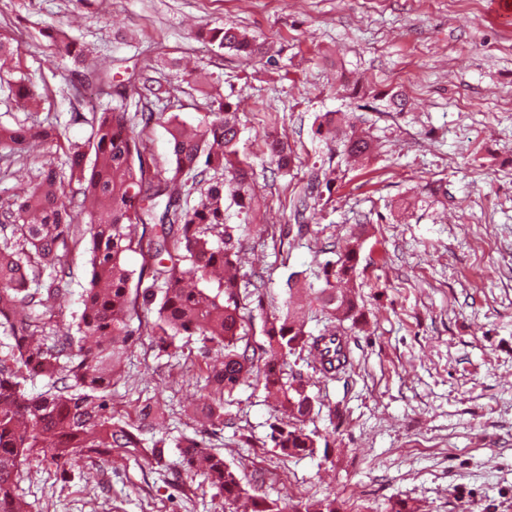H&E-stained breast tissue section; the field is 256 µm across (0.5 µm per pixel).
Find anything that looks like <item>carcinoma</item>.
<instances>
[{"label":"carcinoma","instance_id":"cac0c4a2","mask_svg":"<svg viewBox=\"0 0 512 512\" xmlns=\"http://www.w3.org/2000/svg\"><path fill=\"white\" fill-rule=\"evenodd\" d=\"M204 39L251 59L261 46L235 26L207 30ZM54 54L85 61L66 33L50 35ZM15 101L27 110L35 102L31 88L16 84ZM167 126L172 144L168 165L150 170L144 165L145 132L151 121ZM92 128L84 143L64 137L54 125L9 128L0 126V150L25 154L32 144L48 143L67 157L68 174L51 163L42 164L35 178L13 198L0 202V328L11 340L7 358L0 360V512H30L19 494L22 464L75 465L83 457H101L114 448L136 451L140 434L132 425L112 421L106 391L121 366L129 340L142 319L154 336L158 354L169 352L179 336H200L224 346L222 366L209 373L211 389L207 417H224V394L231 393L255 366L263 362L268 396L287 419L272 429L274 447L287 456L315 452V435L304 429L315 400L306 385L286 381L284 357L300 348L308 352L325 378L337 377L351 364L341 323L356 317L353 296L336 288L358 265V240L347 243L338 259L322 267L324 287L315 300L338 326L312 336L287 311L265 324L267 346L238 350L244 316L238 304V251L224 217V197L249 214L255 184L241 157L239 120L228 103L220 102L201 126L188 131L178 117L152 111L131 113L123 102L91 113ZM336 113L319 117L314 135L336 137ZM372 144L365 133L346 139L350 157L367 156ZM270 163L290 168L293 155L278 136L265 141ZM322 185L311 180L295 206L306 220L308 199L322 197ZM198 203H190L195 192ZM88 255V286L81 311L61 330L64 313L52 300L71 292L72 266L64 261L73 250ZM132 254L140 268L130 267ZM28 314L19 315V309ZM33 377L45 380V390L29 392ZM181 464L204 467L209 485L236 505L246 499L244 512H339L336 500L290 503L284 507L248 494L238 471L224 458L206 451L203 441L186 438Z\"/></svg>","mask_w":512,"mask_h":512}]
</instances>
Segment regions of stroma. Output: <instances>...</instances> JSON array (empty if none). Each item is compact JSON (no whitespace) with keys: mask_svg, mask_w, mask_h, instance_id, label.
<instances>
[{"mask_svg":"<svg viewBox=\"0 0 512 512\" xmlns=\"http://www.w3.org/2000/svg\"><path fill=\"white\" fill-rule=\"evenodd\" d=\"M489 0H0V36L14 55L0 71V125L52 123L74 141L82 116L152 79L170 91L164 112L202 122L214 100L231 104L240 149L253 169L250 215L228 205L239 235L240 303L246 342H266L264 323L287 298L306 332L327 320L313 299L328 246L360 239L352 287L362 317L345 325L352 364L328 380L307 352L285 370L316 400L306 428L313 455L289 457L269 435L280 413L251 372L224 400V419L205 418L208 374L224 352L181 337L157 355L133 336L112 380L113 420L142 429L144 448H116L58 473L28 462L33 512H224L201 468L184 471L175 446L200 435L244 477L249 493L288 502L334 499L340 512H386L402 500L422 512H512V22L491 20ZM244 30L266 51L246 59L203 41L218 25ZM66 32L110 72L111 86L75 98L84 79L51 55L47 28ZM195 67L200 82L183 79ZM27 77L41 101L18 110L14 84ZM410 100L390 111L385 95ZM338 112L373 141L361 163L343 140L313 139L317 118ZM288 138L296 160L277 173L263 146ZM66 170L62 152L0 151V200L19 167ZM333 170L316 217L294 232L292 201L315 170ZM439 182L447 196L429 197ZM296 290H288V282ZM164 413L141 426L139 410ZM339 408L340 418L329 416ZM166 439L164 464L149 443Z\"/></svg>","mask_w":512,"mask_h":512,"instance_id":"35a3bbf8","label":"stroma"}]
</instances>
